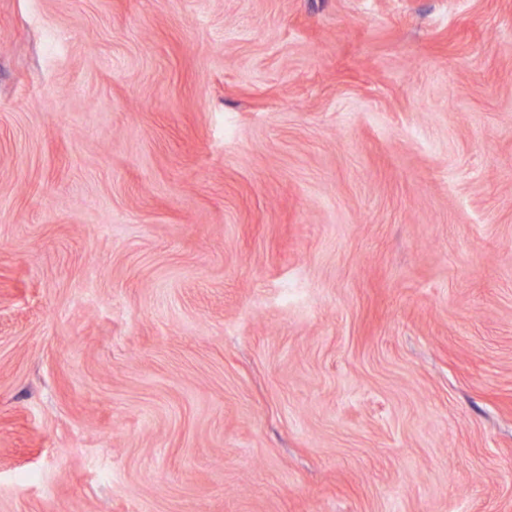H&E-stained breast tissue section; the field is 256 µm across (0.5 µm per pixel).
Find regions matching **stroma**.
I'll return each instance as SVG.
<instances>
[{"label": "stroma", "mask_w": 512, "mask_h": 512, "mask_svg": "<svg viewBox=\"0 0 512 512\" xmlns=\"http://www.w3.org/2000/svg\"><path fill=\"white\" fill-rule=\"evenodd\" d=\"M0 512H512V0H0Z\"/></svg>", "instance_id": "35a3bbf8"}]
</instances>
